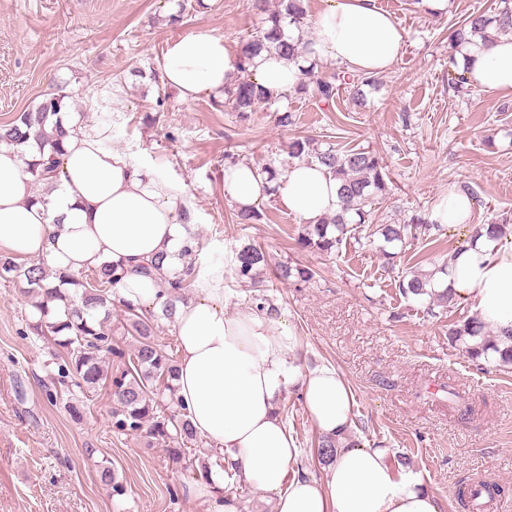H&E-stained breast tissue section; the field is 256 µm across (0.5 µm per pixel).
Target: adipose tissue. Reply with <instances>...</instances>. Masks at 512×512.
<instances>
[{"label":"adipose tissue","instance_id":"obj_1","mask_svg":"<svg viewBox=\"0 0 512 512\" xmlns=\"http://www.w3.org/2000/svg\"><path fill=\"white\" fill-rule=\"evenodd\" d=\"M311 45L320 61L348 74H378L400 60L405 29L376 0H328L313 20ZM470 83L486 92L512 94V37L481 40L460 48ZM237 50L197 30L169 42L158 60L165 82L185 101L206 94L223 100L243 76L278 98L301 80V60L261 53L240 69ZM63 172L36 193L17 148L0 145V250L45 258L57 271L77 272L123 263L127 276L119 296L137 307L160 308L169 298L139 265L160 262L167 278L186 265L189 225L183 186L153 166L108 143L104 131L63 116ZM224 196L249 208L266 200L270 184L261 167H226ZM338 183L318 163L296 162L279 178L281 207L302 223L315 224L338 209ZM473 202L462 189L432 205L433 224L468 223ZM436 289L474 303L479 318L499 337L512 333V240L478 238L450 256ZM180 348L177 395L196 434L209 447L229 452L243 484L275 499V512H441L438 498L416 475L394 470L388 451L355 444L353 394L335 367H306L294 329L274 310L233 313L224 302V271L208 266L195 278L193 294L175 303ZM298 391L315 429L336 442L321 476L298 472L302 453L279 414L284 393Z\"/></svg>","mask_w":512,"mask_h":512}]
</instances>
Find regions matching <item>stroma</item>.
Instances as JSON below:
<instances>
[{
    "label": "stroma",
    "instance_id": "stroma-1",
    "mask_svg": "<svg viewBox=\"0 0 512 512\" xmlns=\"http://www.w3.org/2000/svg\"><path fill=\"white\" fill-rule=\"evenodd\" d=\"M0 0V124L38 106L63 88L68 111L100 126L113 148L158 166L183 185L192 202L188 220L202 243L199 266L229 264L235 248L261 246L269 264L296 261L318 272L297 288L269 290L293 326L307 366L330 364L353 390L352 439L407 454L408 468L438 498L442 512H463L455 498L461 482L492 479L510 493L501 512H512V372L481 371L448 340V327L472 315L468 302L445 307L402 297L398 281L413 268L428 270L445 258L448 239H419L395 268L384 267L358 228L338 253L299 250V220L278 200L266 199L265 220L240 224L224 197L226 155L255 165L287 168L288 143L307 135L337 148L367 147L386 161L392 191L375 200V223L404 222L428 214L452 187H470L480 203L472 221L512 217V94H487L447 83L450 34L470 13L490 12L498 0H450L431 15L411 0H395L391 14L408 33L405 51L382 75L379 89L354 105L340 89L332 106L289 93L269 101L242 123L209 95L182 101L166 84L157 60L175 39L207 27L232 47L259 30L266 0ZM183 13L179 23L171 14ZM297 116L278 127L276 113ZM31 309L16 284L0 281V512H211L204 496L170 489L183 470L160 448L112 431L109 382L84 404L81 417L50 404L51 342L26 335ZM455 387L468 414L448 404ZM288 428L306 454L305 470L321 476L314 454L317 433L303 401L286 396ZM127 486L112 498L100 466Z\"/></svg>",
    "mask_w": 512,
    "mask_h": 512
}]
</instances>
